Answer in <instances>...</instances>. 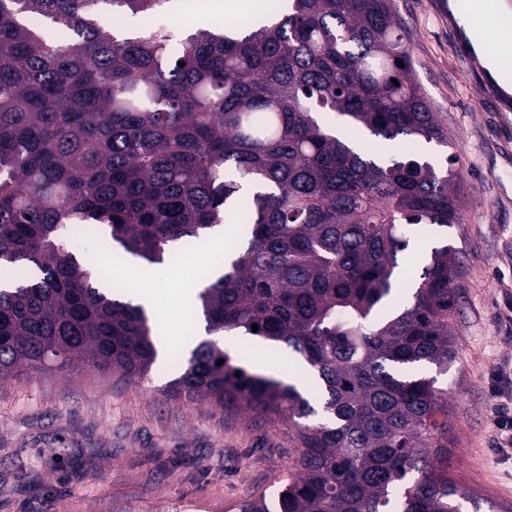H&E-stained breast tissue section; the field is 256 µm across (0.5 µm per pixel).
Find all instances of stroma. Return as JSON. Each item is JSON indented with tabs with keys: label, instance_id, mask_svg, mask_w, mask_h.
<instances>
[{
	"label": "stroma",
	"instance_id": "stroma-1",
	"mask_svg": "<svg viewBox=\"0 0 512 512\" xmlns=\"http://www.w3.org/2000/svg\"><path fill=\"white\" fill-rule=\"evenodd\" d=\"M395 6L416 77L448 128L447 145L428 144L429 157L441 166L458 156L462 197L460 222L444 230L463 264L450 319L455 358L447 371L423 373L448 392V474L466 494L463 512H512V454L494 440L495 409L512 403V97L472 71L448 0ZM234 243L228 228L222 246L191 243L179 265H153L148 286L167 307L164 356L143 379L119 385L80 368L0 380V512H230L276 494L292 466L286 428L164 394L187 344L178 293ZM74 253L98 270L96 287L142 284L104 233L80 236ZM226 350L248 367L263 359L273 375L299 364L247 336H227Z\"/></svg>",
	"mask_w": 512,
	"mask_h": 512
}]
</instances>
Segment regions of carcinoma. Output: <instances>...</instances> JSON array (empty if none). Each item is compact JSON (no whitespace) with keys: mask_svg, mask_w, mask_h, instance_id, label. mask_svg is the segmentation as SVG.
Wrapping results in <instances>:
<instances>
[{"mask_svg":"<svg viewBox=\"0 0 512 512\" xmlns=\"http://www.w3.org/2000/svg\"><path fill=\"white\" fill-rule=\"evenodd\" d=\"M171 4L0 0V169L13 176L0 266L19 271L0 284V376L87 366L136 381L160 320L95 288L69 230L94 224L123 255L173 263L170 243L203 238L238 201L250 223L205 275L190 327L286 346L312 386L212 339L190 351L169 395L281 424L294 443L276 497L234 512H460L448 394L421 373L454 357L459 262L427 228L459 223V158L437 167L419 150L448 131L393 0H282L252 29L105 26ZM327 113L404 149L354 148Z\"/></svg>","mask_w":512,"mask_h":512,"instance_id":"carcinoma-1","label":"carcinoma"}]
</instances>
